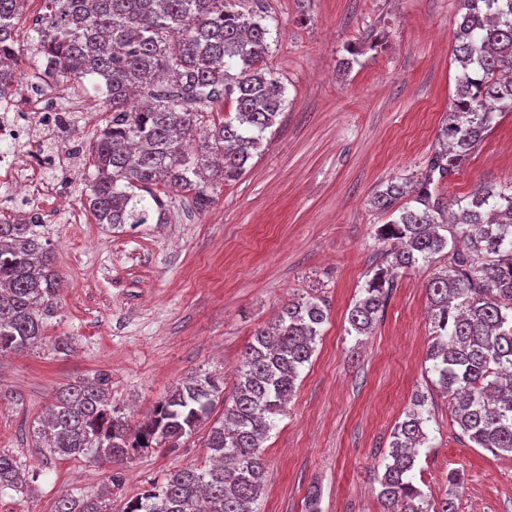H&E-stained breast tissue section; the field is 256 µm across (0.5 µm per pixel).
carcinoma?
I'll return each instance as SVG.
<instances>
[{"label":"carcinoma","mask_w":512,"mask_h":512,"mask_svg":"<svg viewBox=\"0 0 512 512\" xmlns=\"http://www.w3.org/2000/svg\"><path fill=\"white\" fill-rule=\"evenodd\" d=\"M30 0H0V100L15 74L32 75L51 56L69 90L87 80L107 84L105 124L86 149V204L100 224H147L162 208L159 192L192 194L196 210L214 202L210 185L230 182L281 123L285 100L266 60L263 0H42L44 13L17 33ZM455 60L462 72L442 148L418 179L392 180L375 193L390 214L377 237L397 246L374 270L348 323L363 336L384 312L396 273L428 266L447 251L448 268L428 283L434 336L427 352L435 386L455 395V422L475 448L512 454V192L477 188L444 202L434 175L457 173L493 128L512 112V0H459ZM231 103L234 115L214 112ZM416 206H410V203ZM39 218L0 220V354L22 353L44 339L45 319L64 286ZM328 309L318 297L281 305L273 323L246 346L231 400L208 433L210 463L175 470L121 512H257L265 482L263 443L284 414L300 370L315 352ZM110 377L67 385L33 429L51 457L98 463L134 451L180 447L224 394L214 376L195 374L175 386L152 414L132 427L107 395ZM427 398L396 424L380 485L381 512L435 509L413 470L427 441ZM15 458L0 451V490L19 491ZM54 512H112V498L65 496Z\"/></svg>","instance_id":"1"}]
</instances>
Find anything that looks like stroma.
<instances>
[{
	"instance_id": "35a3bbf8",
	"label": "stroma",
	"mask_w": 512,
	"mask_h": 512,
	"mask_svg": "<svg viewBox=\"0 0 512 512\" xmlns=\"http://www.w3.org/2000/svg\"><path fill=\"white\" fill-rule=\"evenodd\" d=\"M267 67L284 89L285 113L238 179L217 185L209 211L181 191L164 194L163 221L112 229L85 210L83 180L63 181L80 222L59 208L45 237L67 286L46 320L42 345L0 361V449L21 463L22 491L0 492V512H53L58 496L112 489L113 512L169 471L204 462L208 426L173 451H146L99 465L56 459L31 436L64 386L100 373L111 400L136 423L185 377L220 376L232 392L255 330L289 299L329 306L316 351L287 412L264 444L258 512H380L391 433L415 394L427 395L428 440L414 482L455 512H512V456L470 447L450 399L436 392L426 353L433 325L426 284L447 257L401 272L369 335H348L347 317L373 262L387 247L372 206L395 178L418 177L439 147L455 95L457 0H265ZM358 55L348 71L339 62ZM512 183V112L498 116L457 174L448 200L477 186ZM69 337L73 349L53 343ZM460 476L450 488L449 474Z\"/></svg>"
}]
</instances>
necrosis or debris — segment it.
I'll return each instance as SVG.
<instances>
[{
	"label": "necrosis or debris",
	"mask_w": 512,
	"mask_h": 512,
	"mask_svg": "<svg viewBox=\"0 0 512 512\" xmlns=\"http://www.w3.org/2000/svg\"><path fill=\"white\" fill-rule=\"evenodd\" d=\"M58 95L51 75H43L35 87L18 78L0 107V143L11 147L0 155V186L8 189L11 199L39 211L64 196L62 188L38 187L43 172L62 165L69 151L80 146L79 124L62 108L48 104Z\"/></svg>",
	"instance_id": "obj_1"
}]
</instances>
